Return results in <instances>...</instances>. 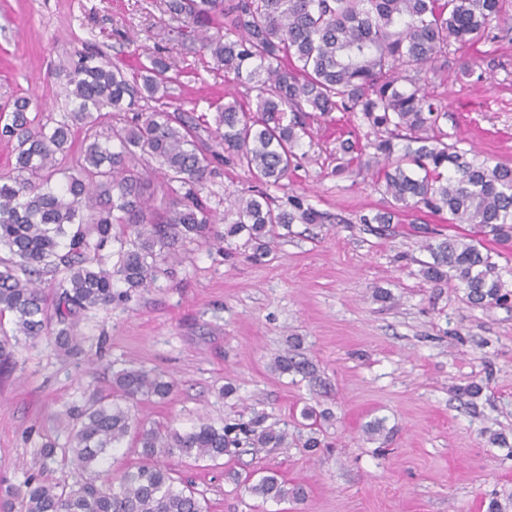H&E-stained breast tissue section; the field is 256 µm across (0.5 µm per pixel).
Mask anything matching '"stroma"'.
<instances>
[{
  "mask_svg": "<svg viewBox=\"0 0 512 512\" xmlns=\"http://www.w3.org/2000/svg\"><path fill=\"white\" fill-rule=\"evenodd\" d=\"M161 0H0V112L29 98L48 123L69 110L62 75L84 50L129 65L160 53L178 78L169 102L214 118L231 96L254 93L228 81L168 37ZM479 77L461 75L462 58ZM441 77L426 90L445 106L449 142L491 162L512 163V40L449 46ZM347 112L311 119L297 168L267 187L274 206L292 195L324 213L321 224L277 228L272 252L253 261L243 239L217 251L177 244L153 288L79 319L81 355L45 341L23 346L19 366L0 374V483L20 485L45 438L66 442L68 407L113 371L142 367L176 384L164 401L136 407L149 424L184 431L263 412L288 428L280 448H243L217 462L176 459L207 512H474L512 495V454L491 430L512 432V307L474 308L463 289L425 281L427 244L466 236L469 225L413 212L388 229L359 223L389 199L370 180L337 178V137L356 132ZM246 168L219 160L201 195L216 215L249 192ZM312 375L282 374L273 361L290 338ZM488 387L476 406L463 393ZM233 395L220 396L225 384ZM315 408L329 445L309 454L302 412ZM383 429L368 434L369 424ZM276 473L303 485L304 501L262 500L247 477Z\"/></svg>",
  "mask_w": 512,
  "mask_h": 512,
  "instance_id": "1",
  "label": "stroma"
}]
</instances>
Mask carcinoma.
I'll list each match as a JSON object with an SVG mask.
<instances>
[{"instance_id":"1","label":"carcinoma","mask_w":512,"mask_h":512,"mask_svg":"<svg viewBox=\"0 0 512 512\" xmlns=\"http://www.w3.org/2000/svg\"><path fill=\"white\" fill-rule=\"evenodd\" d=\"M508 2L163 0L183 44L199 46L236 84L257 91L253 107L236 98L218 107L210 144L199 135V118L163 102L175 78L154 54L132 78L103 54L80 55L65 75L71 112L52 127L29 116L28 98L16 99L0 127L16 151L12 172L0 177V252L8 254L0 256V319L12 316L10 329L0 325V368L16 367L22 343L53 323L54 351L81 353L78 313L152 287L164 248L178 240L221 247L245 232L258 261L269 254L275 227L322 223L323 214L301 197L289 196L285 209L256 190L230 201L221 226L199 197L215 144L260 184L279 185L298 164L313 112H348L367 128L366 142L341 141L348 159L333 170L346 178L369 173L391 198L388 209L362 215L360 223L391 224L417 209L472 225L469 243L448 237L427 244L432 261L422 263L421 274L435 284L456 282L473 307L511 303L503 267L481 250V241L512 240V164H493L446 142L440 122L448 113L418 77L423 70L440 76L436 63L451 43L465 48L506 37ZM139 101L159 106L131 111ZM78 130L82 159L53 187L58 156L68 153ZM152 160L165 179L161 213L152 202ZM118 282L122 293L114 291ZM274 369L304 374L308 364L285 354ZM174 387L144 368L112 372L107 392L68 408L67 443L45 440L23 484L0 490V512H206L193 490L175 485L166 459L216 461L240 447L235 432L254 448L287 442L263 413L185 432L148 427L132 413L140 398L165 399ZM129 436L141 462L117 473L101 470ZM58 460L90 477L72 484L41 478ZM248 490L265 500L305 497L303 486L275 474Z\"/></svg>"}]
</instances>
